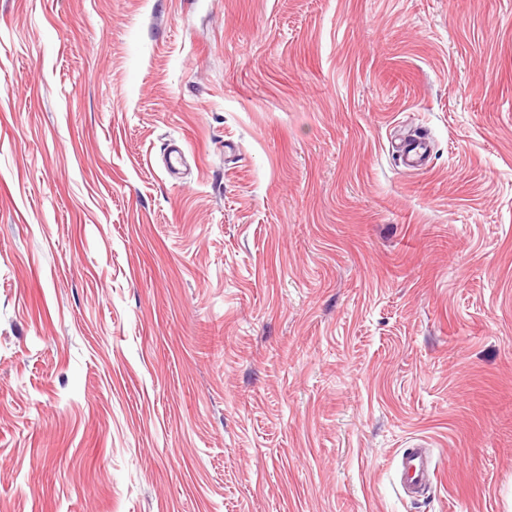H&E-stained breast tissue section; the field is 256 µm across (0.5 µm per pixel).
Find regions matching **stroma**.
<instances>
[{
	"instance_id": "obj_1",
	"label": "stroma",
	"mask_w": 512,
	"mask_h": 512,
	"mask_svg": "<svg viewBox=\"0 0 512 512\" xmlns=\"http://www.w3.org/2000/svg\"><path fill=\"white\" fill-rule=\"evenodd\" d=\"M0 512H512V0H0ZM428 148L425 140L415 137L402 146L399 159L406 168L418 169L423 166ZM398 470L403 493L410 498L423 495L432 487L436 471L430 448H403L398 456Z\"/></svg>"
}]
</instances>
